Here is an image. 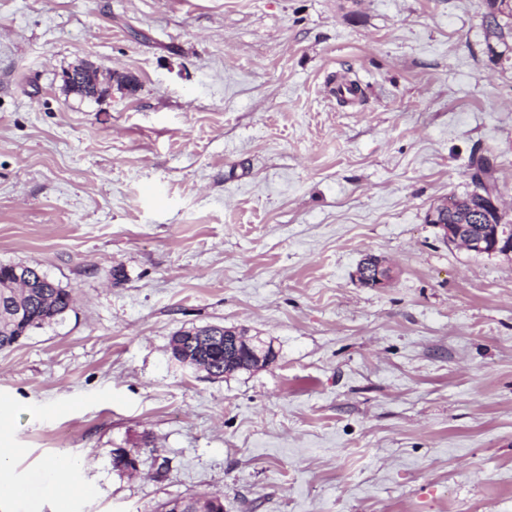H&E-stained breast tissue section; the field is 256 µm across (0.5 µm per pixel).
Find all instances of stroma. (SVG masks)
<instances>
[{
  "mask_svg": "<svg viewBox=\"0 0 512 512\" xmlns=\"http://www.w3.org/2000/svg\"><path fill=\"white\" fill-rule=\"evenodd\" d=\"M485 10L0 0V264L73 297L0 351L29 491L0 512H512V253L426 221L476 152L512 223V56ZM83 63L99 98L63 83ZM341 80L360 102L327 96ZM369 255L387 287L357 281ZM214 324L275 359L214 379L171 357ZM60 457L82 466L49 495ZM174 499V500H173ZM170 499L162 504V512H167V506L170 504L169 508H173L174 512H224V497L219 495H214L211 497H207L201 502L200 499L194 498H181L184 500V506L182 507L181 499Z\"/></svg>",
  "mask_w": 512,
  "mask_h": 512,
  "instance_id": "obj_1",
  "label": "stroma"
}]
</instances>
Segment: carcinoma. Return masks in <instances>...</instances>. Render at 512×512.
<instances>
[{
    "label": "carcinoma",
    "instance_id": "obj_1",
    "mask_svg": "<svg viewBox=\"0 0 512 512\" xmlns=\"http://www.w3.org/2000/svg\"><path fill=\"white\" fill-rule=\"evenodd\" d=\"M485 39L509 49L512 43V12L505 14L498 0H487L483 15ZM471 178L482 177L490 181L492 166L484 156H473ZM478 197L466 196V201H456L450 196L437 204L448 213V220L461 222L466 219L470 206L477 205ZM70 291L54 283L36 268L22 264H0V351L17 344L18 333H32L63 316L71 307ZM193 329L180 330L174 337L182 338V347L171 348L174 358L187 356L205 365V371L215 377H224V337L192 335ZM182 512H224V498L219 495L204 500L186 498Z\"/></svg>",
    "mask_w": 512,
    "mask_h": 512
}]
</instances>
